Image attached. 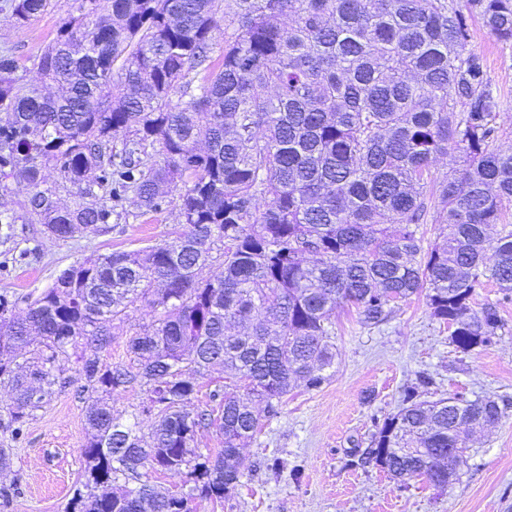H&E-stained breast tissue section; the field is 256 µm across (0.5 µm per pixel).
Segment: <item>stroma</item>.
Here are the masks:
<instances>
[{
  "mask_svg": "<svg viewBox=\"0 0 512 512\" xmlns=\"http://www.w3.org/2000/svg\"><path fill=\"white\" fill-rule=\"evenodd\" d=\"M76 8L75 0H52L48 11L20 25L10 24L0 10V52L9 51L26 82L36 80L34 59ZM469 48L483 57L501 96L500 140L510 142L512 43L499 42L476 22ZM23 201L15 179L0 178V213L15 219L14 240L0 241V292L46 288L59 270L87 256L157 245L179 227L175 192L160 212L66 240L30 222ZM489 304L496 306L505 330L496 344L467 353L451 344L447 325L431 316L425 296L401 303L391 319L375 327L363 325L355 309L337 308L329 379L317 390L299 386L289 392L278 416L265 421L242 449L240 485L223 503L197 501L196 512H512V298L487 283L476 288L471 307L477 312ZM156 318L147 306L130 308L102 353L104 361L127 362V338ZM422 372L433 383L420 389V399L490 395L502 410L497 424L472 438L457 480L444 489L422 478L403 487L379 467L351 465ZM86 439L82 404L71 391L56 394L30 421L12 469L0 471V486L21 484L20 494L0 503V512H65L85 467Z\"/></svg>",
  "mask_w": 512,
  "mask_h": 512,
  "instance_id": "stroma-1",
  "label": "stroma"
}]
</instances>
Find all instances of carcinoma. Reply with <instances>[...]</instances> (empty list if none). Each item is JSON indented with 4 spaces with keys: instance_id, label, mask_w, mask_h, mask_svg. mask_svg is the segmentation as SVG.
Listing matches in <instances>:
<instances>
[{
    "instance_id": "obj_1",
    "label": "carcinoma",
    "mask_w": 512,
    "mask_h": 512,
    "mask_svg": "<svg viewBox=\"0 0 512 512\" xmlns=\"http://www.w3.org/2000/svg\"><path fill=\"white\" fill-rule=\"evenodd\" d=\"M77 2L37 63L59 94L20 85L15 61L0 56V177L19 176L31 220L56 239L95 233L131 206L159 211L182 181L184 229L86 258L37 295L0 292V387L10 391L0 431L21 442L67 384L59 362L78 366L85 481L65 512L223 501L261 429L252 400L272 416L298 382L321 388L342 304L379 325L424 291L463 353L504 330L496 307H470L485 282L512 294V146L499 143L500 97L468 43L474 18L512 43V0H468L465 12L454 0ZM50 5L8 0L9 19ZM452 153L459 167L435 174ZM48 167L81 198L107 189L111 205L60 204L41 188ZM423 224L449 233L426 249ZM214 250L224 276L212 280L203 271ZM137 302L159 319L129 338L128 365L103 361L110 325ZM215 365L247 393L214 386L217 418L187 410ZM136 388L137 413L125 419L110 400ZM416 394L404 390L356 466L443 488L466 449L460 427L495 423L502 410L486 396ZM141 416L153 420L147 446ZM212 425L224 448L204 456L195 436ZM150 470L184 489L148 480Z\"/></svg>"
}]
</instances>
